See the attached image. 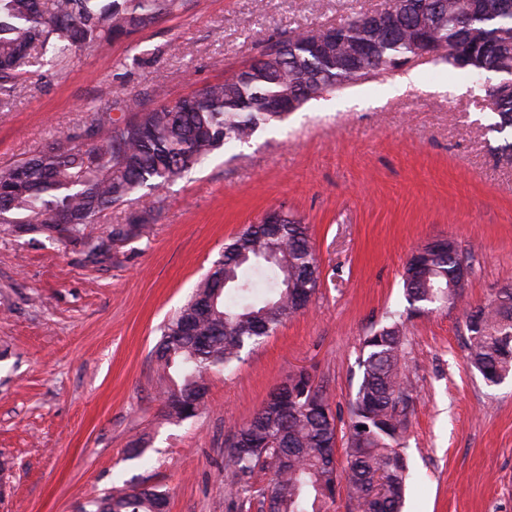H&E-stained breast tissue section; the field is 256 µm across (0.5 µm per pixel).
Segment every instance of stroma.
<instances>
[{
    "label": "stroma",
    "instance_id": "35a3bbf8",
    "mask_svg": "<svg viewBox=\"0 0 512 512\" xmlns=\"http://www.w3.org/2000/svg\"><path fill=\"white\" fill-rule=\"evenodd\" d=\"M386 0H190L152 28L22 79L0 108V165L125 113L222 81L291 31L315 32ZM417 82L402 87L404 72ZM484 79L430 58L306 104L250 143L212 155L165 190L142 237L88 265L64 238L0 224V512H77L123 484L156 486L168 512H261L239 503L224 444L269 392L308 369L339 437L360 379V343L406 319L411 386L401 440L403 512H512V377L468 360L461 309L408 313L410 254L447 236L472 259L465 301L512 284V167ZM282 207L310 227L320 285L310 308L213 371L199 415L164 417L154 347L224 243ZM145 450L141 459L128 448Z\"/></svg>",
    "mask_w": 512,
    "mask_h": 512
}]
</instances>
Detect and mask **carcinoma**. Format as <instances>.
<instances>
[{
  "mask_svg": "<svg viewBox=\"0 0 512 512\" xmlns=\"http://www.w3.org/2000/svg\"><path fill=\"white\" fill-rule=\"evenodd\" d=\"M419 3L433 16L429 57L454 70L492 79V129H512V9L485 14L478 0H388L392 25L378 31L364 13L319 30L296 32L265 50L248 66L190 99L147 106L114 118L97 114L81 134L58 136L32 157L0 166V224L17 235L65 234L84 247L92 264L112 258L114 246L142 236L155 197L229 144H244L273 121L269 111L286 99L300 110L326 94L375 80L412 62ZM181 0H0V104L30 68L44 59L64 61L79 51L105 48L175 13ZM354 43L369 44L373 57L355 62ZM137 206L100 235L85 229L106 211ZM450 254L412 255L402 274L404 295L417 312L456 307L463 293L448 287ZM320 281V263L309 227L283 212L271 228L251 224L197 283L181 311L165 325L154 355L167 383L166 415L194 418L207 394L206 375L229 370L248 347L262 342L299 313ZM471 365L492 382L512 374V285L495 290L482 305L464 310ZM388 323L361 343L362 378L349 403L345 453L347 494L358 512H401L409 477L399 441L407 426L408 384L402 376L404 321ZM364 429H359V426ZM239 446L225 461L233 484L247 488L263 472L266 512H330L340 474L336 467V417L311 374L300 370L270 392L253 417L239 425ZM288 454V467L278 465ZM167 492L153 486L110 490L85 512H159Z\"/></svg>",
  "mask_w": 512,
  "mask_h": 512,
  "instance_id": "carcinoma-1",
  "label": "carcinoma"
}]
</instances>
